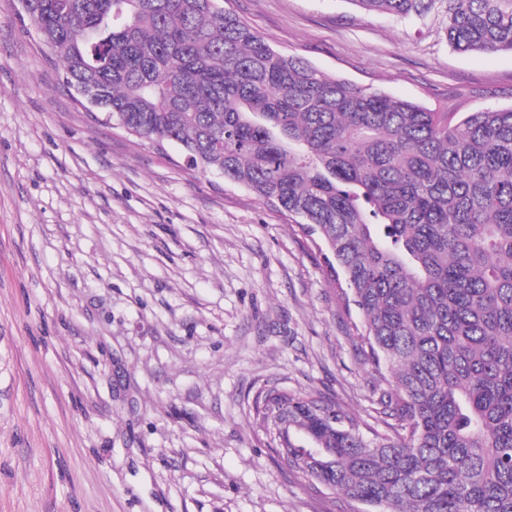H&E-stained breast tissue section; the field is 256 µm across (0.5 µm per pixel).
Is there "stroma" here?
<instances>
[{"label": "stroma", "instance_id": "1", "mask_svg": "<svg viewBox=\"0 0 512 512\" xmlns=\"http://www.w3.org/2000/svg\"><path fill=\"white\" fill-rule=\"evenodd\" d=\"M271 47L447 111L512 106V52L440 10L227 0ZM316 237L77 104L0 0V512H363L288 470L249 415L274 385L371 421L358 314Z\"/></svg>", "mask_w": 512, "mask_h": 512}]
</instances>
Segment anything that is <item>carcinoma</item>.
Wrapping results in <instances>:
<instances>
[{
  "label": "carcinoma",
  "instance_id": "obj_1",
  "mask_svg": "<svg viewBox=\"0 0 512 512\" xmlns=\"http://www.w3.org/2000/svg\"><path fill=\"white\" fill-rule=\"evenodd\" d=\"M512 51V0H352ZM68 88L317 236L378 373L372 426L261 390L280 462L377 512H512V107L448 113L274 50L224 0H21Z\"/></svg>",
  "mask_w": 512,
  "mask_h": 512
}]
</instances>
